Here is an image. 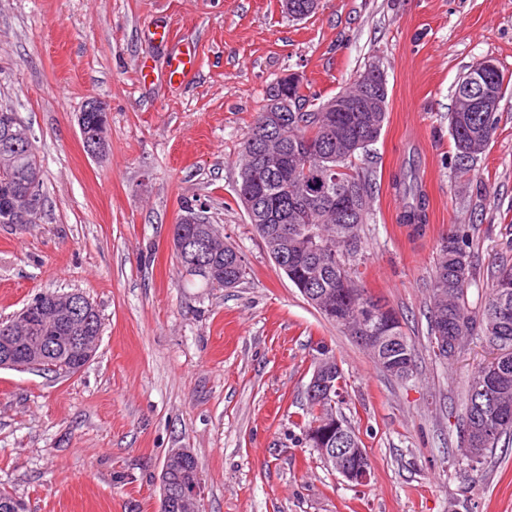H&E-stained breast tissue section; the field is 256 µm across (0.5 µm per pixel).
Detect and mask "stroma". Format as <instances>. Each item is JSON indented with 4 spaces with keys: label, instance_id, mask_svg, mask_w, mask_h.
<instances>
[{
    "label": "stroma",
    "instance_id": "stroma-1",
    "mask_svg": "<svg viewBox=\"0 0 512 512\" xmlns=\"http://www.w3.org/2000/svg\"><path fill=\"white\" fill-rule=\"evenodd\" d=\"M158 24L170 44L151 39ZM182 44L196 69L172 87ZM484 58L512 80V0H322L302 21L280 0H0V107L30 126L46 199L38 223L0 224V322L46 292L83 293L102 318L80 372L0 369V489L29 512H158L165 455L184 448L201 469V512H512V445L475 463L456 437L490 352L473 344L446 365L429 345L450 226L468 230L475 306L512 238V83L472 171L451 163L456 84ZM372 63L387 120L366 160L376 185L359 270L415 347L408 381L304 298L233 200L241 143L279 77L301 74L327 98ZM92 100L109 112L102 159L77 123ZM407 170L428 198L417 235L395 185ZM188 203L240 252L237 287H182L171 236ZM322 346L371 461L364 487L305 445Z\"/></svg>",
    "mask_w": 512,
    "mask_h": 512
}]
</instances>
